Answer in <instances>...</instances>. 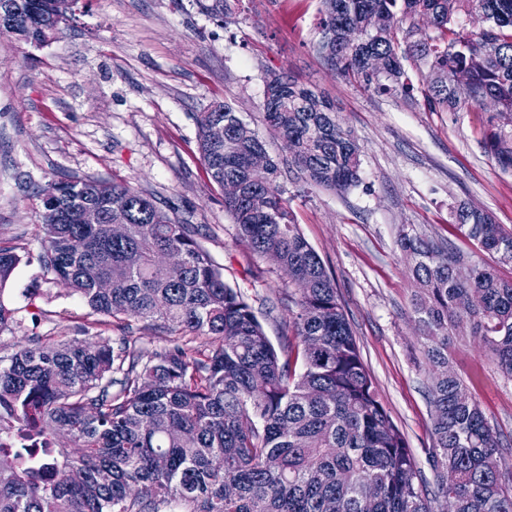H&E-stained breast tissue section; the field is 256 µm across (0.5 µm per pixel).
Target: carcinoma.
I'll return each instance as SVG.
<instances>
[{
  "label": "carcinoma",
  "instance_id": "carcinoma-1",
  "mask_svg": "<svg viewBox=\"0 0 512 512\" xmlns=\"http://www.w3.org/2000/svg\"><path fill=\"white\" fill-rule=\"evenodd\" d=\"M78 0H0V35L47 43L71 21ZM200 3L224 22V0ZM321 52L336 69L370 83L381 76L407 93L403 62L430 72L426 105L457 110L494 102L485 152L512 170V0H323ZM462 10L490 23L479 37L454 28ZM418 14L433 32L414 38ZM381 60L378 71L369 59ZM467 81L458 79L459 73ZM262 118L280 141L272 180H248L266 140L224 102L195 115L209 179L236 180L224 199L241 240L278 256L288 271L294 340L276 350L223 268L169 210L117 182L53 183L39 222L41 267L91 313L146 321L169 344L135 350L92 336L63 342L34 336L0 363V512H435L403 433L384 407L339 301L332 275L304 237L285 197L287 174L345 192L360 182V148L334 105L287 73L270 77ZM224 124V141L211 129ZM93 215L96 223H85ZM457 232L480 252L512 265V228L460 205ZM126 232L109 233V221ZM399 246L413 263L415 312L430 376L438 493L456 512H512V457L505 455L464 380L448 369V344L477 337L512 377V278L483 263L466 281L454 275L467 255L409 232ZM183 255L170 268L157 261ZM22 257L0 247V288ZM92 266L112 283L100 292ZM199 340L188 349L182 337ZM318 349L311 351L309 343ZM81 451L69 450L65 439ZM455 471L451 487L442 471Z\"/></svg>",
  "mask_w": 512,
  "mask_h": 512
}]
</instances>
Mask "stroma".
Returning <instances> with one entry per match:
<instances>
[{
  "label": "stroma",
  "instance_id": "obj_1",
  "mask_svg": "<svg viewBox=\"0 0 512 512\" xmlns=\"http://www.w3.org/2000/svg\"><path fill=\"white\" fill-rule=\"evenodd\" d=\"M229 3L218 23L196 0H79L75 19L44 46L0 35V245L25 258L0 294L16 311L15 323L0 331V357L29 336H124L149 349L165 343V333L146 323L125 330L91 314L41 268L39 191L66 179L122 182L173 209L281 346L292 306L288 277L239 239L224 193L200 161L194 115L226 102L265 132V82L285 72L333 100L360 146L358 186L336 193L291 181L287 197L335 280L383 405L435 492L430 370L412 264L398 238L408 231L446 239L512 276L511 266L476 253L451 217L467 204L512 225V171L501 170L482 145L493 107L430 111L420 93L428 70L411 63L409 94L339 73L316 50L322 0ZM448 358L512 452V377L471 336L451 342Z\"/></svg>",
  "mask_w": 512,
  "mask_h": 512
}]
</instances>
